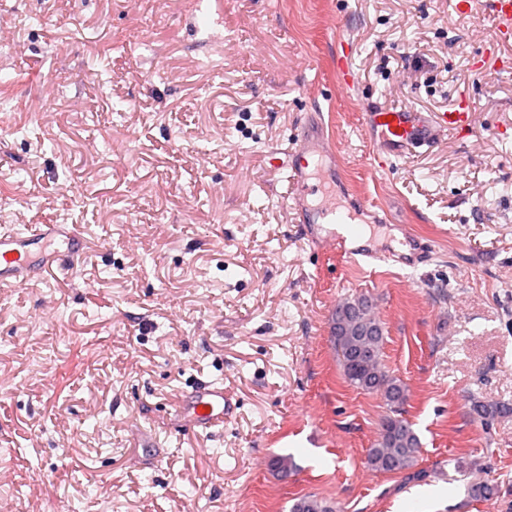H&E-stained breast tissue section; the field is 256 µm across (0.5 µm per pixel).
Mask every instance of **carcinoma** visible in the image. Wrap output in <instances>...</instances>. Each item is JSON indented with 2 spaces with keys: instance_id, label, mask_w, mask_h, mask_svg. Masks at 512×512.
Masks as SVG:
<instances>
[{
  "instance_id": "cac0c4a2",
  "label": "carcinoma",
  "mask_w": 512,
  "mask_h": 512,
  "mask_svg": "<svg viewBox=\"0 0 512 512\" xmlns=\"http://www.w3.org/2000/svg\"><path fill=\"white\" fill-rule=\"evenodd\" d=\"M330 341L346 383L357 390L380 394L389 407L378 439L367 449L366 459L370 468L378 472L405 471L406 479L411 482L427 481V472L415 469L421 455V440L402 412L407 401V388L386 370L383 363L385 327L370 296L360 294L336 305L331 315ZM470 414L488 427L498 418L512 416V404L475 402L471 405ZM269 467L280 478L288 477L296 469L290 456L272 457ZM456 469L464 475H473L467 484L470 498L485 500L496 495L497 489L493 484L475 476L479 471L476 463L459 459ZM290 512H336V506L308 494L296 498Z\"/></svg>"
}]
</instances>
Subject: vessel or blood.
<instances>
[{
	"mask_svg": "<svg viewBox=\"0 0 512 512\" xmlns=\"http://www.w3.org/2000/svg\"><path fill=\"white\" fill-rule=\"evenodd\" d=\"M486 7L498 21L496 44L512 42V0H487ZM366 127L377 143L371 158L373 170H389L405 151L431 147L440 137L466 133L474 129L476 109L469 89L458 90L453 110L438 115L410 110L370 112ZM299 146L287 158L271 157V164L288 172L292 210L303 221L315 224L314 238L341 256L363 263L385 259L368 246L355 244L353 224L359 212H371L367 201H359L357 210L343 209L336 185V152L324 137L309 138L300 133ZM46 253V266L72 270L76 257L86 249L79 233L64 226L49 224L23 232L0 229V286L15 288L31 276L34 250ZM232 402L223 385L209 382L195 387L181 401L180 413L191 430L210 431L224 424Z\"/></svg>",
	"mask_w": 512,
	"mask_h": 512,
	"instance_id": "1",
	"label": "vessel or blood"
}]
</instances>
